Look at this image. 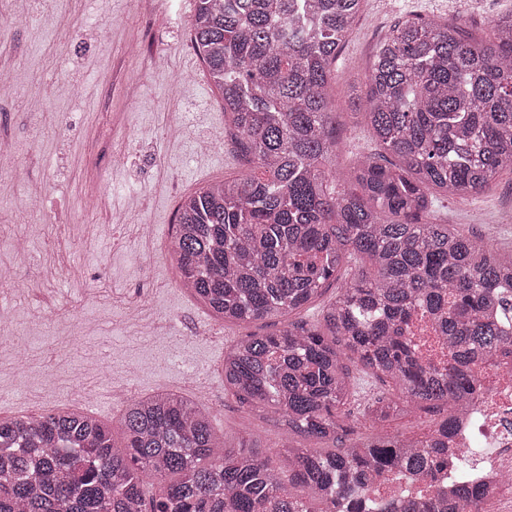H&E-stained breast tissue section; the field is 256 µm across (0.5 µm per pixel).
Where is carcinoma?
Listing matches in <instances>:
<instances>
[{
    "instance_id": "cac0c4a2",
    "label": "carcinoma",
    "mask_w": 512,
    "mask_h": 512,
    "mask_svg": "<svg viewBox=\"0 0 512 512\" xmlns=\"http://www.w3.org/2000/svg\"><path fill=\"white\" fill-rule=\"evenodd\" d=\"M364 0H195L191 43L224 103L246 172L184 198L166 255L181 285L226 324L281 318L224 354V386L307 444L264 454L225 445L209 414L173 393L133 400L112 427L75 411L0 418V512H391L367 484L448 458V421L422 440H345L360 382L393 383L361 414L373 425L477 391L469 364L512 345V251L427 220L437 194L476 196L512 171V13L488 44L456 22L407 18L378 42L350 104L380 151L333 166L332 65ZM369 262L313 307L344 263ZM437 315L450 362L416 355L404 325ZM332 442L327 453L317 445ZM178 479L155 485L167 476ZM455 512H484L465 477ZM307 491L302 495L301 491Z\"/></svg>"
}]
</instances>
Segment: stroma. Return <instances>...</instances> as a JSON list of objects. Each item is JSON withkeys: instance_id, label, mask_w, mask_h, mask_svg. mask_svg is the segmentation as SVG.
Wrapping results in <instances>:
<instances>
[{"instance_id": "1", "label": "stroma", "mask_w": 512, "mask_h": 512, "mask_svg": "<svg viewBox=\"0 0 512 512\" xmlns=\"http://www.w3.org/2000/svg\"><path fill=\"white\" fill-rule=\"evenodd\" d=\"M193 8L194 0H0V66L17 84L0 100V132L15 141V160L43 197L41 207L30 206L0 174V268L25 275L20 288L0 289L13 314L11 335H0L5 417L53 413L68 397L71 410L115 426L130 399L164 390L209 411L227 445H238L246 428L266 448L301 440L224 389L227 348L273 332V320L214 319L181 288L165 254L150 256L136 236V225L147 224L157 243H168L181 198L240 164L223 104L190 42ZM510 12L512 0H365L333 65L336 169L377 147L347 90L366 81L374 46L391 25L441 17L485 40L491 20ZM61 81L73 98L56 94ZM174 120L176 140L166 135ZM116 152L125 166L113 167ZM430 219L512 250V173L477 196L442 199ZM102 224L111 225L109 235L99 233ZM42 308L50 325L33 318ZM154 319L167 322L165 336L144 334L142 323ZM20 341L30 361L23 373L14 369ZM88 354L110 362L113 379L87 373ZM363 405L351 403L349 424L375 439L425 436L447 416L441 407L377 427L365 423Z\"/></svg>"}]
</instances>
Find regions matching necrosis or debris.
<instances>
[{
  "instance_id": "necrosis-or-debris-1",
  "label": "necrosis or debris",
  "mask_w": 512,
  "mask_h": 512,
  "mask_svg": "<svg viewBox=\"0 0 512 512\" xmlns=\"http://www.w3.org/2000/svg\"><path fill=\"white\" fill-rule=\"evenodd\" d=\"M479 394L450 421V454H464L489 504L512 506V348L474 365ZM458 473L442 468L422 478L402 470L375 480L370 498L390 502L399 512H416L436 496L456 505Z\"/></svg>"
}]
</instances>
